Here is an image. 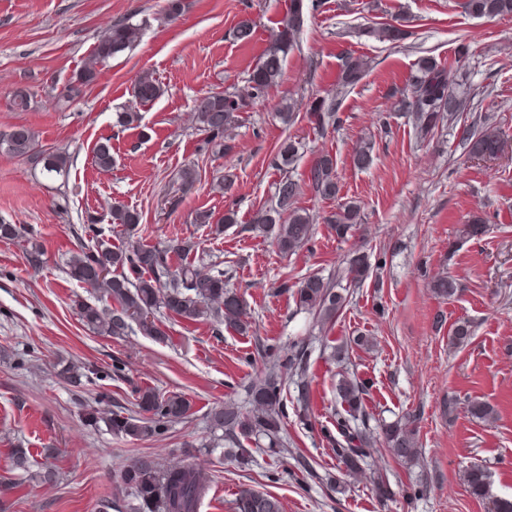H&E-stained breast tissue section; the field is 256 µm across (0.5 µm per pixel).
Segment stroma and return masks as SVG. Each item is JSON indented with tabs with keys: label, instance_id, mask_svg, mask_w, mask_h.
Masks as SVG:
<instances>
[{
	"label": "stroma",
	"instance_id": "stroma-1",
	"mask_svg": "<svg viewBox=\"0 0 512 512\" xmlns=\"http://www.w3.org/2000/svg\"><path fill=\"white\" fill-rule=\"evenodd\" d=\"M174 20L166 0H0V133L24 125L38 147L71 157L66 177H47L30 157L0 150V221L23 226L19 237L0 239V502L7 512H97L112 494V473L140 453L160 462L179 460L185 445L211 476L199 512H232L240 490L278 495L284 512H493L496 499H512V18H476L463 0H316V9L290 52L281 83L242 113L232 130V153L211 143L193 118L195 99L211 91L243 87L267 47L289 0H185ZM401 18L407 36L383 42L369 33L376 22ZM149 19L137 47L110 59L98 79L68 90L92 53L105 25ZM246 18L257 23L250 42L233 36ZM370 68L346 93L339 125L315 130L306 117L290 126L276 116L285 99L336 90L346 54ZM431 55L448 69L469 103L463 121L492 117L509 138L502 155L474 158L450 128L420 140L411 120L394 111L392 93L403 87L419 57ZM153 72L163 93L149 103L133 97L142 72ZM30 96L27 109L13 104L16 91ZM135 109L141 122L126 130L117 112ZM374 139V162L358 170L356 145ZM112 141L111 170L93 164L98 141ZM302 145L292 172L303 189L300 208L314 217L311 242L281 254L271 238L247 231L253 213L270 205L280 173L271 165L283 139ZM335 157L340 192L323 199L307 187L308 171L320 154ZM191 168L196 181L183 189L179 174ZM231 187H224V177ZM361 205L362 222L347 241H338L325 222L340 203ZM137 211L135 236L111 223L114 203ZM236 225L219 228L226 209ZM211 215L197 223L199 212ZM486 226L478 238L465 226L472 216ZM97 221L99 239L83 231ZM163 247L191 243L188 255H172V266L189 262L218 266L243 296L252 333L215 331L207 320H165L164 340L132 332L122 338L85 328L74 306L82 300L104 306L95 289L66 274L80 247L128 240ZM39 246L42 264L26 260ZM363 249L376 266L350 288L349 303L331 323H316L297 307L287 284L316 273L336 275L342 259ZM448 275L461 293L435 297L430 282ZM469 322L472 335L450 344L454 327ZM373 340L354 346L355 336ZM311 351L314 428H307L287 384L284 436L288 455L267 453L266 442L249 446L252 462L240 466L224 455V433L208 412L232 400L248 407V384L290 345ZM349 345L347 358H331ZM98 369L105 390L130 400L133 389L180 395L191 415L173 424L162 439L117 438L85 425L88 388L62 386L57 359ZM124 365L113 374V361ZM349 373L370 386L368 410L373 446L359 471L338 472L332 442L336 384ZM471 400L497 412L494 422L472 418ZM416 415L421 456L395 462L382 445L380 426ZM26 448L36 466L53 467L58 482L43 485L10 469L12 449ZM310 459L313 472L294 465L293 454ZM485 470L490 495L474 497L467 468ZM337 474L338 484L326 477ZM383 474L394 495L379 505L373 475ZM344 492H337V485Z\"/></svg>",
	"mask_w": 512,
	"mask_h": 512
}]
</instances>
